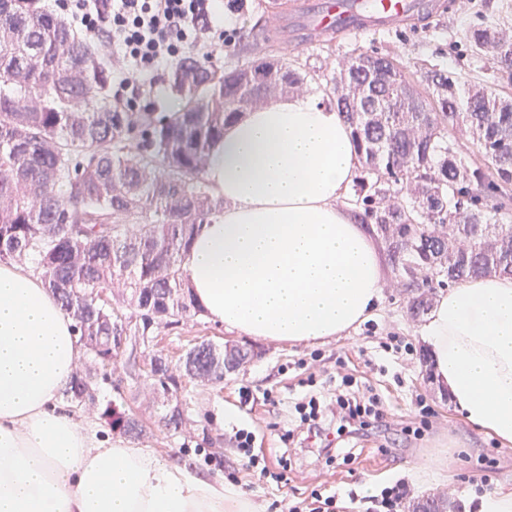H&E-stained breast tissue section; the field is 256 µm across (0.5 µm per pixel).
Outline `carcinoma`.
Here are the masks:
<instances>
[{"label": "carcinoma", "instance_id": "1", "mask_svg": "<svg viewBox=\"0 0 512 512\" xmlns=\"http://www.w3.org/2000/svg\"><path fill=\"white\" fill-rule=\"evenodd\" d=\"M472 54L512 69V42L493 25L465 32ZM256 78L186 57L169 85L173 112H122L112 103V64L93 37L45 8L0 0V260L31 256L35 271L74 320L94 369L63 391L70 408L95 405L98 375L112 366L114 336L202 314L181 270L196 226L224 201L204 178L224 125L271 92L308 81L292 64L261 59ZM323 91L352 129L363 167L356 204L386 244L414 319L435 287L512 275V100L461 92L434 65L411 71L393 56L359 50ZM468 132L479 156L454 136ZM155 385L178 389L157 354ZM240 347L195 354L193 376L224 381ZM112 430L138 438L139 420L108 406ZM408 512H448V500L410 502Z\"/></svg>", "mask_w": 512, "mask_h": 512}]
</instances>
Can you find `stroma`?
Segmentation results:
<instances>
[{"mask_svg": "<svg viewBox=\"0 0 512 512\" xmlns=\"http://www.w3.org/2000/svg\"><path fill=\"white\" fill-rule=\"evenodd\" d=\"M261 13L260 0H244L238 12L225 11V35H232L234 44L225 46V35L214 36V62L232 69L270 55L319 75L333 69L342 54L358 49L399 57L413 70L434 64L461 74L463 89L492 87L512 97V72L477 60L463 40L466 28L479 23L497 26L512 38V0H462L453 12L419 18L393 32L360 39L341 35L301 49L284 47L277 40L260 44L256 23ZM396 282L395 274H387L382 308L349 335L314 346L258 342V357L218 384L180 376V360L196 342L221 345L234 341V334L202 315L155 329L149 346L118 356L108 380L98 384L96 406L80 408L78 415L99 418L109 404L135 412L146 426L137 447L188 466L204 478L232 477L252 500L265 505L266 512H276L274 504L282 498L300 502L314 490L325 496L340 492L336 512H367L368 495L400 479L408 483L412 497L443 496L454 512H473L471 503L478 491L512 487V448L478 434L435 385L417 337L419 324L408 315ZM392 336L412 344V354L387 348ZM151 348L161 351L172 373L180 377L178 391L161 401L155 398L144 361ZM340 361L382 398L385 426L352 461L313 467L294 459L287 470H280L275 456L289 445L286 431L297 425L296 399L307 391L310 374L335 372ZM424 404L430 415L423 427L419 420ZM175 405L182 409L185 422L176 429L165 428L160 417ZM415 424L420 427L416 437L407 432ZM242 429L255 433L256 452L265 455L271 472H282V481L259 478L243 466L235 442Z\"/></svg>", "mask_w": 512, "mask_h": 512, "instance_id": "35a3bbf8", "label": "stroma"}]
</instances>
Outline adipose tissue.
<instances>
[{"instance_id": "ef3b65f1", "label": "adipose tissue", "mask_w": 512, "mask_h": 512, "mask_svg": "<svg viewBox=\"0 0 512 512\" xmlns=\"http://www.w3.org/2000/svg\"><path fill=\"white\" fill-rule=\"evenodd\" d=\"M361 167L336 108L279 95L224 127L204 177L224 208L182 258L192 297L226 331L313 345L382 304V253L346 201ZM420 336L437 385L512 447V277L448 287ZM85 349L39 275L0 261V512H258L205 479L104 434L62 405Z\"/></svg>"}]
</instances>
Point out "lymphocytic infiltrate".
I'll return each instance as SVG.
<instances>
[{
  "instance_id": "1",
  "label": "lymphocytic infiltrate",
  "mask_w": 512,
  "mask_h": 512,
  "mask_svg": "<svg viewBox=\"0 0 512 512\" xmlns=\"http://www.w3.org/2000/svg\"><path fill=\"white\" fill-rule=\"evenodd\" d=\"M215 18L214 0H71L72 21L116 52L120 103L128 112L136 111L163 63L188 55L212 58L207 35ZM354 384L353 375L340 372L334 390L309 391L296 403L298 442L312 464L354 459L351 435L385 418L380 397Z\"/></svg>"
}]
</instances>
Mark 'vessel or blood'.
Masks as SVG:
<instances>
[{
    "label": "vessel or blood",
    "mask_w": 512,
    "mask_h": 512,
    "mask_svg": "<svg viewBox=\"0 0 512 512\" xmlns=\"http://www.w3.org/2000/svg\"><path fill=\"white\" fill-rule=\"evenodd\" d=\"M413 0H374L365 12L352 10L351 0H321L310 6L308 0H291L287 10H271L268 23L284 28L292 44L311 45L339 35L361 38L401 25L411 12Z\"/></svg>",
    "instance_id": "obj_1"
}]
</instances>
